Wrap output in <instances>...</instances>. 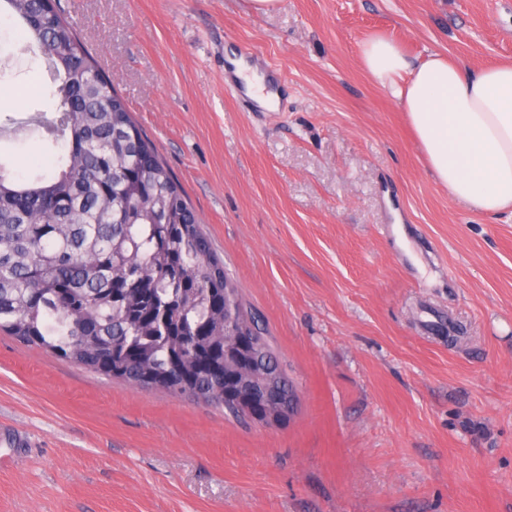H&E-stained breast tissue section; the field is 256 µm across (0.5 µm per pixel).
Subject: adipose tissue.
Listing matches in <instances>:
<instances>
[{
	"label": "adipose tissue",
	"mask_w": 512,
	"mask_h": 512,
	"mask_svg": "<svg viewBox=\"0 0 512 512\" xmlns=\"http://www.w3.org/2000/svg\"><path fill=\"white\" fill-rule=\"evenodd\" d=\"M362 65L388 88L450 198L485 214L512 212V62L471 68L442 54L412 62L376 37Z\"/></svg>",
	"instance_id": "1"
}]
</instances>
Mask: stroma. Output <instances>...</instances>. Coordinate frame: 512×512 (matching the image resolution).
Listing matches in <instances>:
<instances>
[{
	"instance_id": "obj_1",
	"label": "stroma",
	"mask_w": 512,
	"mask_h": 512,
	"mask_svg": "<svg viewBox=\"0 0 512 512\" xmlns=\"http://www.w3.org/2000/svg\"><path fill=\"white\" fill-rule=\"evenodd\" d=\"M178 180L298 392L290 421L89 373L0 332V512H512V215L452 200L388 88L414 60L512 62V0H57ZM248 41L287 88L245 111ZM53 85L0 12V120ZM59 148L28 126L0 164Z\"/></svg>"
}]
</instances>
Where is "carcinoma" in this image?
<instances>
[{"mask_svg":"<svg viewBox=\"0 0 512 512\" xmlns=\"http://www.w3.org/2000/svg\"><path fill=\"white\" fill-rule=\"evenodd\" d=\"M4 2L48 65L57 113L37 120L62 153L29 182L0 166V330L235 416L245 412L226 367L255 391L273 374L294 390L181 186L60 10Z\"/></svg>","mask_w":512,"mask_h":512,"instance_id":"carcinoma-1","label":"carcinoma"}]
</instances>
